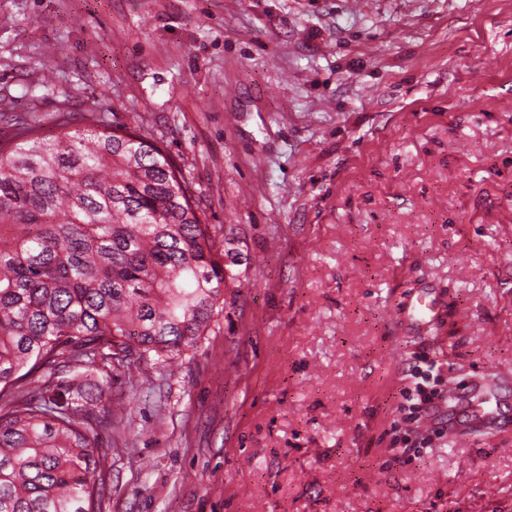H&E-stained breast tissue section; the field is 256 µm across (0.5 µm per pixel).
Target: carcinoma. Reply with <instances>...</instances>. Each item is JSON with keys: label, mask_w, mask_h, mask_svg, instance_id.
I'll return each mask as SVG.
<instances>
[{"label": "carcinoma", "mask_w": 512, "mask_h": 512, "mask_svg": "<svg viewBox=\"0 0 512 512\" xmlns=\"http://www.w3.org/2000/svg\"><path fill=\"white\" fill-rule=\"evenodd\" d=\"M90 120L0 139V512H101L112 354L180 355L235 280L160 142Z\"/></svg>", "instance_id": "carcinoma-1"}]
</instances>
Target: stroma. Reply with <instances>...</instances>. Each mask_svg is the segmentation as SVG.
<instances>
[{"instance_id":"1","label":"stroma","mask_w":512,"mask_h":512,"mask_svg":"<svg viewBox=\"0 0 512 512\" xmlns=\"http://www.w3.org/2000/svg\"><path fill=\"white\" fill-rule=\"evenodd\" d=\"M91 113L162 142L238 275L113 381L103 512H512V0H0V136ZM420 289L463 323L397 325ZM395 341L457 371L465 441L395 444Z\"/></svg>"}]
</instances>
